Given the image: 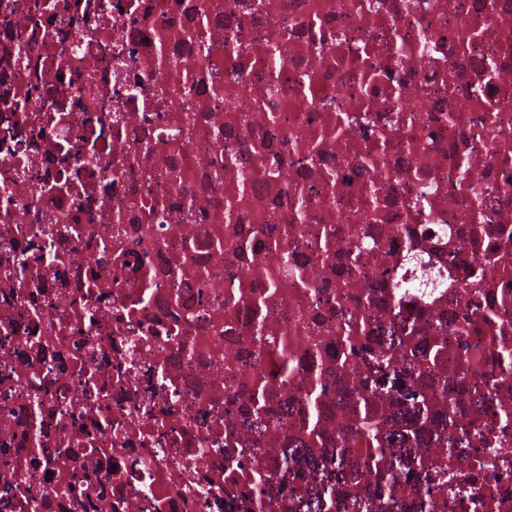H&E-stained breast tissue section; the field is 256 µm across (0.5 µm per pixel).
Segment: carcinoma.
I'll return each mask as SVG.
<instances>
[{
  "instance_id": "cac0c4a2",
  "label": "carcinoma",
  "mask_w": 512,
  "mask_h": 512,
  "mask_svg": "<svg viewBox=\"0 0 512 512\" xmlns=\"http://www.w3.org/2000/svg\"><path fill=\"white\" fill-rule=\"evenodd\" d=\"M486 224H472L466 231L457 224L400 225L394 232V243L384 242L371 232L355 236L346 249L333 244L334 230L322 228L317 244L319 257L328 264L343 261L360 267L371 258V275L382 291L365 298L362 310L353 313L343 308L348 299L344 288L328 296L324 303L336 311V348L328 355H315L320 369L306 381L303 406L302 440L318 443L319 405L329 396L328 364L336 365V376L347 370L357 372L361 396L356 400L351 418L336 432V455L348 466L350 477L343 481L345 489L336 490V499L362 500V485L374 484L378 501H368L376 512H396L401 505L385 494L392 480L401 473L397 443L412 444L429 439L442 448L453 449L466 444L471 432L483 421L479 415L486 408L477 403L478 416L458 417L456 399L448 394V383H461L476 397H482L498 382L497 374L512 375V338L503 330L507 311L490 300V289L497 287L492 273L512 259V233L502 229L495 236H485ZM423 264L435 268L432 279L421 280L409 270ZM277 288L272 278L265 289L251 296L247 309L253 323L266 315ZM455 300L452 320L438 311L446 308L448 296ZM384 308L395 316L388 342L371 336L368 312ZM452 327V336L443 334ZM278 374L285 380L295 375V365L285 355L273 360ZM446 397L445 411L433 412L434 391ZM396 394L389 411L380 410L377 399ZM248 410L264 428H273L278 420L271 416L269 390L256 379L245 390ZM497 441L495 449L512 444V417L502 415L492 422ZM256 446L252 442L224 444V460L242 467ZM428 485L418 490L415 507L418 512H442L444 500L439 493L451 488L458 496L468 493V482L460 479L442 458L431 461ZM278 483V475L257 473L245 487L246 496L261 509L272 506L267 500L270 488Z\"/></svg>"
}]
</instances>
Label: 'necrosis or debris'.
<instances>
[{
	"instance_id": "4bbe7bcc",
	"label": "necrosis or debris",
	"mask_w": 512,
	"mask_h": 512,
	"mask_svg": "<svg viewBox=\"0 0 512 512\" xmlns=\"http://www.w3.org/2000/svg\"><path fill=\"white\" fill-rule=\"evenodd\" d=\"M53 1L0 0V512H248L251 471L289 455L280 495L335 487L358 381L320 406L309 448L303 389L316 337L336 333L322 299L351 282L353 311L366 291L313 243L325 225L512 230V0ZM485 112L494 154L472 135ZM376 149L380 171L359 167ZM322 170L335 190L298 202ZM229 224L267 270H303L280 277L258 329L224 296ZM263 336L286 340L294 379ZM258 374L270 432L235 398ZM228 434L261 442L233 475ZM454 467L473 496L444 512H512V448L487 461L478 436Z\"/></svg>"
}]
</instances>
